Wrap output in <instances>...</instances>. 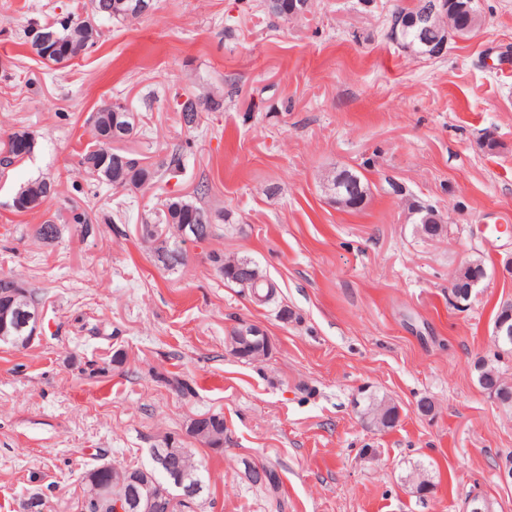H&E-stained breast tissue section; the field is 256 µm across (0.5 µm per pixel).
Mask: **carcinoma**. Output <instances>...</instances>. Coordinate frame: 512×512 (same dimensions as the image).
I'll use <instances>...</instances> for the list:
<instances>
[{"mask_svg":"<svg viewBox=\"0 0 512 512\" xmlns=\"http://www.w3.org/2000/svg\"><path fill=\"white\" fill-rule=\"evenodd\" d=\"M152 5V0H88L84 4L85 16H66L52 23L40 25L29 24L23 34L29 35L31 29L39 26L55 35V40L43 52L47 53L43 62L53 65H65L70 61L86 55L96 46L99 37L98 26L107 22L132 23L145 15V8ZM311 0H271L266 5L268 13L284 20L302 18L311 11ZM479 10L478 0H458L457 8L452 15L446 13L436 17L439 27L453 23L459 29H466L476 22L475 11ZM177 111L183 123L193 128L201 120L205 112H216L224 106V90L193 93L191 91L174 94ZM90 121L93 125L92 144L78 153V164L91 176L114 189L133 192L145 186L175 178L182 169V148L176 147L156 166L143 163L136 155L117 148H112L116 137L125 134L129 137L138 133L139 120L135 113L122 102H104L92 113ZM36 148V139L27 131L10 134L0 141V175H5L32 157ZM346 182L344 191L348 192V200L343 209H350L354 203L362 206L369 194V184L364 176L350 167H341L322 175V181L335 182L337 178ZM55 192L51 180L35 179L15 193L13 208L19 213L38 210L44 199ZM69 223L75 225L80 234L90 237L96 233L91 218L86 211L70 210ZM213 219L204 207L182 197L171 196L162 204L155 218L141 220L139 235L144 243L166 270H174L185 265L187 256L182 245L188 241L201 243L213 233ZM421 233L429 238L439 236L444 231L440 216L431 208L422 210L419 220ZM36 239L52 243L60 237L59 225L51 219L32 227ZM210 260L224 279L237 283L238 277L232 269L233 258L221 254H213ZM485 270L479 261H471L460 267L455 275V288L451 294L459 302L469 298V280ZM251 297L261 303L275 301L277 287L269 279H261L257 284L247 288ZM11 308L12 315L7 326V336L0 343L25 346L31 340L34 321L29 319L31 311L39 306V298L35 290L12 273H0V307ZM233 335L239 337L232 347L233 354L245 361H256L268 355L270 347L262 337L240 336L239 330ZM478 383L495 395L508 400L506 407L512 408V386L501 379L498 371L485 365L477 366ZM358 404L362 405V413L370 423L379 429H390L397 421L396 407L385 398L372 393L364 394ZM224 416L218 413L200 414L192 419L189 433L211 448L224 447ZM169 439H164L160 447L154 449L158 463L147 467L154 491L157 494L158 509L156 512H187L198 500L210 495V486L205 464L196 458L188 448H168ZM266 477L253 486L266 491L276 492L280 489V478L275 469L264 467ZM141 474L139 467H125L109 474L103 467H96L86 475L84 497L97 500L94 512H113L112 495L130 498L128 512H141L135 493L136 485L131 478Z\"/></svg>","mask_w":512,"mask_h":512,"instance_id":"cac0c4a2","label":"carcinoma"}]
</instances>
